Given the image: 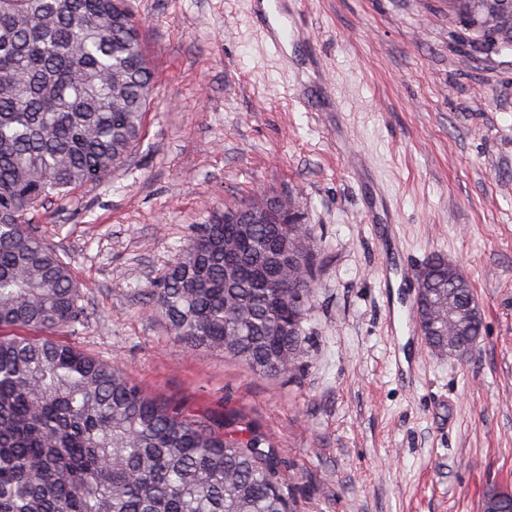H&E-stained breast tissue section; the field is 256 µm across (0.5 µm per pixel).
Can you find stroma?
Returning <instances> with one entry per match:
<instances>
[{"mask_svg":"<svg viewBox=\"0 0 512 512\" xmlns=\"http://www.w3.org/2000/svg\"><path fill=\"white\" fill-rule=\"evenodd\" d=\"M154 64L142 138L126 165L34 223L84 297L54 341L118 364L193 413L242 414L279 450L301 512H481L512 486V49L489 51L448 0H303L307 39L272 55L259 0H133ZM319 50L340 104L307 112L287 89ZM390 195L414 264L443 254L471 282L484 331L467 359L420 354L407 390L388 364L380 246L350 151ZM298 198L315 238L302 370L266 378L186 349L143 294L227 205Z\"/></svg>","mask_w":512,"mask_h":512,"instance_id":"1","label":"stroma"}]
</instances>
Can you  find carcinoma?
<instances>
[{
  "label": "carcinoma",
  "instance_id": "cac0c4a2",
  "mask_svg": "<svg viewBox=\"0 0 512 512\" xmlns=\"http://www.w3.org/2000/svg\"><path fill=\"white\" fill-rule=\"evenodd\" d=\"M474 39L512 47V0H461ZM128 0H0V512H299L279 454L243 416L189 414L120 366L49 336L85 307L35 212L123 167L139 144L153 68ZM262 224L214 217L146 289L188 349H210L260 376L300 369L315 280L312 228L295 200ZM426 299L465 305L434 254ZM482 319L457 336L467 357Z\"/></svg>",
  "mask_w": 512,
  "mask_h": 512
}]
</instances>
